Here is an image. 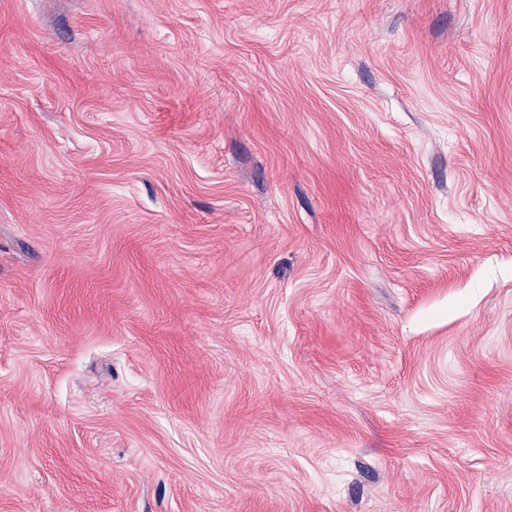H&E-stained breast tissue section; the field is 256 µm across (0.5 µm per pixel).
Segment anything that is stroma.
Listing matches in <instances>:
<instances>
[{
	"mask_svg": "<svg viewBox=\"0 0 512 512\" xmlns=\"http://www.w3.org/2000/svg\"><path fill=\"white\" fill-rule=\"evenodd\" d=\"M0 512H512V0H0Z\"/></svg>",
	"mask_w": 512,
	"mask_h": 512,
	"instance_id": "obj_1",
	"label": "stroma"
}]
</instances>
